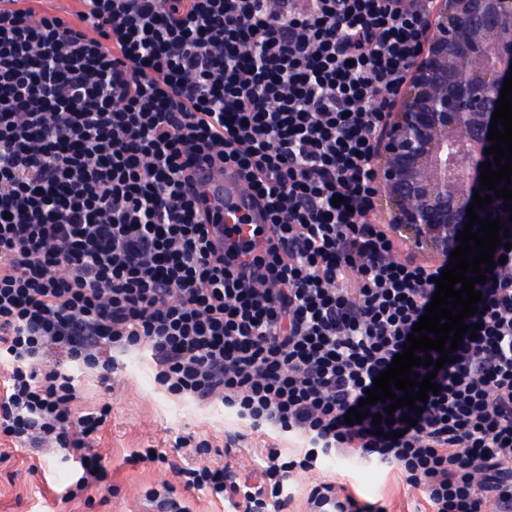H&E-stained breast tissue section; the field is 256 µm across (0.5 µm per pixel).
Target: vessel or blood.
I'll return each mask as SVG.
<instances>
[{
    "label": "vessel or blood",
    "instance_id": "obj_1",
    "mask_svg": "<svg viewBox=\"0 0 512 512\" xmlns=\"http://www.w3.org/2000/svg\"><path fill=\"white\" fill-rule=\"evenodd\" d=\"M198 178L210 199L224 204L220 222L212 228L213 236L223 238L225 230L233 228L242 241L256 239L258 229L266 227L267 221L234 171H219L204 165L198 170Z\"/></svg>",
    "mask_w": 512,
    "mask_h": 512
}]
</instances>
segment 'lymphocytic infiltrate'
Masks as SVG:
<instances>
[{"mask_svg": "<svg viewBox=\"0 0 512 512\" xmlns=\"http://www.w3.org/2000/svg\"><path fill=\"white\" fill-rule=\"evenodd\" d=\"M80 2L73 21L0 6V439L78 463L68 499L98 489L112 407L78 410L75 374L108 383L136 349L171 396L306 438L244 478L173 466L232 512H282L295 474L331 456L398 470L425 512H512V249L417 426L401 407L375 424L385 403L363 402L449 264L400 253L368 217L423 0ZM201 163L234 166L262 205L252 259L211 238ZM52 345L67 367L44 365ZM307 505L384 508L332 482Z\"/></svg>", "mask_w": 512, "mask_h": 512, "instance_id": "obj_1", "label": "lymphocytic infiltrate"}]
</instances>
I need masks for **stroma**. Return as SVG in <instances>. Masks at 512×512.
Returning a JSON list of instances; mask_svg holds the SVG:
<instances>
[{"label":"stroma","instance_id":"35a3bbf8","mask_svg":"<svg viewBox=\"0 0 512 512\" xmlns=\"http://www.w3.org/2000/svg\"><path fill=\"white\" fill-rule=\"evenodd\" d=\"M78 381L82 407L112 405V419L95 443L108 470V488L96 493L90 505L80 497L65 501L63 495L75 480L71 466L60 464L49 451L36 454L11 443L0 444V512H156L145 494L173 475L160 466L134 461L132 454L153 446L165 450L169 460L185 463L184 450L173 446L180 434L204 437L216 446V453L204 456V463L227 462L249 469L254 466L249 449L272 444L293 455L304 446L301 438L270 429L247 433L244 423L221 404L168 395L154 383L149 360L138 354L120 357L111 388L87 374L79 375ZM239 432L248 435V451L221 454L227 437ZM328 480L346 486L359 499L384 502L388 512H421L422 495L408 489L397 471L378 470L351 458H332L321 469L297 474L288 512H307L310 488Z\"/></svg>","mask_w":512,"mask_h":512}]
</instances>
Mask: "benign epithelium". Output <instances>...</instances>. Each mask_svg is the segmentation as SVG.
<instances>
[{"mask_svg":"<svg viewBox=\"0 0 512 512\" xmlns=\"http://www.w3.org/2000/svg\"><path fill=\"white\" fill-rule=\"evenodd\" d=\"M424 25L421 50L382 120L373 215L413 251L440 257L457 247L474 190L487 195L480 167L512 74V0H430Z\"/></svg>","mask_w":512,"mask_h":512,"instance_id":"obj_1","label":"benign epithelium"}]
</instances>
